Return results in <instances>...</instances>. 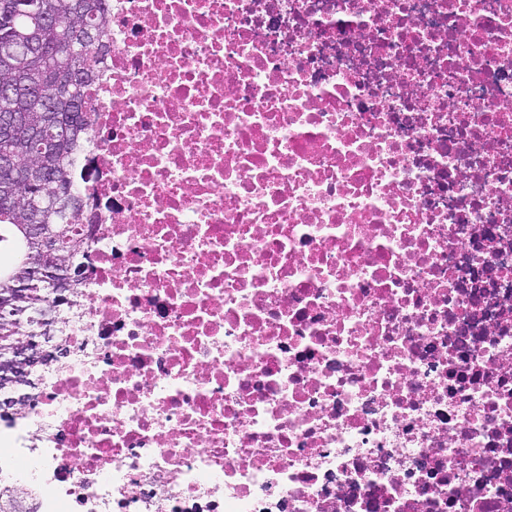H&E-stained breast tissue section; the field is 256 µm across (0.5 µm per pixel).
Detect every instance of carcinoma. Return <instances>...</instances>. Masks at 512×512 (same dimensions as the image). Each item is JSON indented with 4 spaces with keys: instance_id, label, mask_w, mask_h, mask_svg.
I'll list each match as a JSON object with an SVG mask.
<instances>
[{
    "instance_id": "cac0c4a2",
    "label": "carcinoma",
    "mask_w": 512,
    "mask_h": 512,
    "mask_svg": "<svg viewBox=\"0 0 512 512\" xmlns=\"http://www.w3.org/2000/svg\"><path fill=\"white\" fill-rule=\"evenodd\" d=\"M103 0H0V111L15 112L23 127L0 135V157L12 166H0V245L11 263L0 265V296L13 292L15 273L36 271L25 304L39 306L50 297L58 269L43 259L41 243L26 231L28 224L51 226L54 235L78 252L84 249V229L78 221L64 222L57 211H32L30 198L49 193L70 200L69 167L84 138L83 108L86 90L99 64L91 48L104 31ZM85 28L93 38L83 55L70 58L66 49ZM32 172L17 181L11 167ZM29 327L0 321V354L9 350Z\"/></svg>"
}]
</instances>
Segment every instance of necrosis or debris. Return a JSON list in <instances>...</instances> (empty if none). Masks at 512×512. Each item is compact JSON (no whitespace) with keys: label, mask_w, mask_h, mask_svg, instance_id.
<instances>
[{"label":"necrosis or debris","mask_w":512,"mask_h":512,"mask_svg":"<svg viewBox=\"0 0 512 512\" xmlns=\"http://www.w3.org/2000/svg\"><path fill=\"white\" fill-rule=\"evenodd\" d=\"M105 20L0 512H512V0Z\"/></svg>","instance_id":"4bbe7bcc"}]
</instances>
